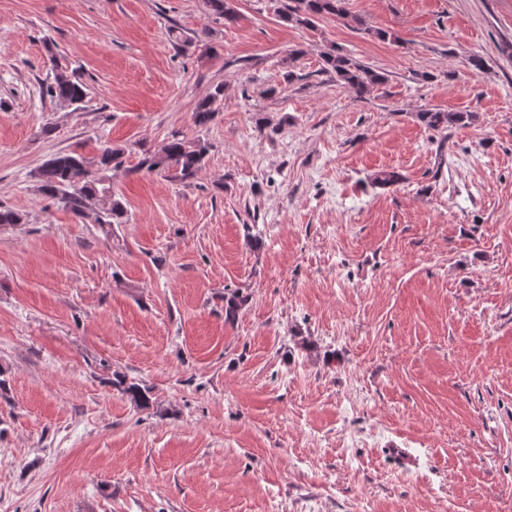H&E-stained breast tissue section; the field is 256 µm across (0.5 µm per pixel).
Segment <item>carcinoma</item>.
<instances>
[{
	"label": "carcinoma",
	"instance_id": "1",
	"mask_svg": "<svg viewBox=\"0 0 512 512\" xmlns=\"http://www.w3.org/2000/svg\"><path fill=\"white\" fill-rule=\"evenodd\" d=\"M207 4L215 21L222 20L226 24L237 21L238 13L234 0H207ZM279 17L287 25L305 29L315 27L316 21L321 18L347 19L343 0H288L280 10ZM352 21L358 30L381 41L398 40L394 32L372 28L359 17L352 18ZM175 45L181 48H195L203 56L211 51L206 31L182 40L177 38ZM320 58L321 72L353 90L359 99L366 98L375 88L387 82V76L383 72L361 63L334 45L324 50ZM44 93L51 98L78 106L87 98V87L64 73L56 72L53 74L52 81L45 86ZM223 97L224 85L219 84L213 93L199 101L193 113L195 125L201 127L208 125L217 111L216 103ZM416 117L426 127L441 131L453 125H468L472 123L474 115L471 112L425 109L416 113ZM208 153L207 142L200 139L188 140L174 134L161 150H142V158L137 164V169H144L149 173L163 172L173 179L186 181L195 178L202 170ZM88 161L97 165L98 178L85 177L86 171L83 165ZM125 162L124 148L105 143L101 145L99 153L91 159L75 150L58 153L42 164L34 177L46 197L78 217L83 216L88 201L102 200L103 205L97 212L96 223L103 228H110L114 224L124 223L126 215L122 201L116 193L112 192L111 178L112 170L124 166ZM242 302L243 298L235 291L224 294L225 321L234 319ZM114 385L130 396L139 407L144 409L150 407L151 398L146 388L136 383H128L120 377L116 378Z\"/></svg>",
	"mask_w": 512,
	"mask_h": 512
}]
</instances>
